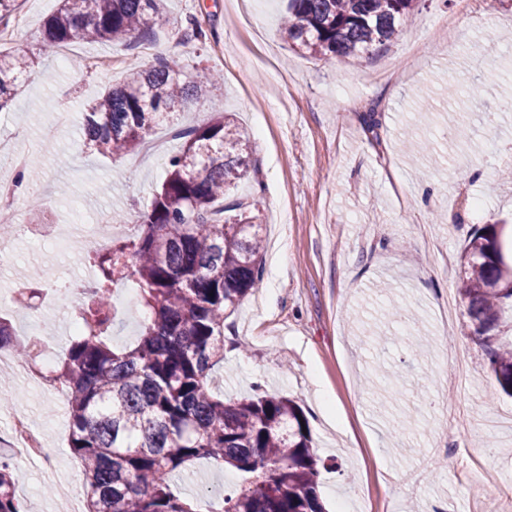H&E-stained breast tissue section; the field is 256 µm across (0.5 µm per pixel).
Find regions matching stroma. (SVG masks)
<instances>
[{
    "instance_id": "35a3bbf8",
    "label": "stroma",
    "mask_w": 512,
    "mask_h": 512,
    "mask_svg": "<svg viewBox=\"0 0 512 512\" xmlns=\"http://www.w3.org/2000/svg\"><path fill=\"white\" fill-rule=\"evenodd\" d=\"M58 7L24 0L23 26L0 47L37 60L0 109V137L43 174L38 190L50 202L36 222L65 231L120 212L136 231L180 131L234 120L256 170L232 196L263 226L264 274L224 322L215 393L260 389L303 408L327 512L343 498L367 512H512V398L457 295L473 228L498 225L512 260V0H421L390 44L330 67L289 50L280 32L287 0H166L169 25L142 44L76 41L64 65L42 38ZM192 20L202 39L188 35ZM93 58L112 66H90ZM159 58L219 72L223 85L155 129L163 155L150 145L121 159L86 150L83 103ZM485 70L497 80L479 98L462 97ZM408 137L424 144L418 156L404 153ZM13 249V265L0 269V315L19 341L36 339L32 367L48 377L73 336L72 316L59 297L36 312L9 297L26 269L46 285L83 284L93 272L80 247L19 235ZM113 302L112 344L132 346L147 311L128 284ZM0 377L13 393L0 405V430L26 409L52 454L48 464L15 461L29 512H64L83 490L68 406L51 385H31L12 353L0 354ZM479 469L498 484L473 489ZM239 483L234 469L201 459L180 487L205 512L213 490Z\"/></svg>"
}]
</instances>
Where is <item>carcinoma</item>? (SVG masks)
<instances>
[{"instance_id":"carcinoma-1","label":"carcinoma","mask_w":512,"mask_h":512,"mask_svg":"<svg viewBox=\"0 0 512 512\" xmlns=\"http://www.w3.org/2000/svg\"><path fill=\"white\" fill-rule=\"evenodd\" d=\"M418 0H288L282 30L292 48L330 63L385 46ZM23 0H0L8 25ZM168 23L162 0H61L44 23L50 49L75 41L131 44ZM33 60L0 52V102ZM218 73L192 74L175 61L130 70L125 80L85 104L83 144L120 157L143 144L192 99L220 88ZM143 214L139 233L101 251L89 242L97 284L78 310L86 332L68 347L56 380L68 392V443L84 475L85 512H198L170 488L187 463L206 458L244 476L211 512H325L318 494L320 459L302 408L285 396L256 393L224 400L211 373L224 362V319L262 281V225L244 204L224 203L251 165L247 140L228 118L182 136ZM458 288L485 346L501 391L512 397V342L497 343L512 320V265L495 224L476 229L464 249ZM132 281L150 320L132 347L108 342L112 291ZM27 361L31 345L0 319V351ZM17 472L0 456V512H24Z\"/></svg>"}]
</instances>
